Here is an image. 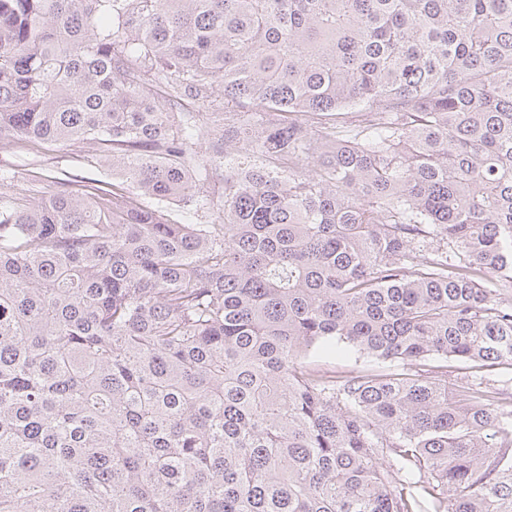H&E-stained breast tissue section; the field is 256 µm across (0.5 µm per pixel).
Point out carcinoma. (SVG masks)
I'll return each mask as SVG.
<instances>
[{
	"mask_svg": "<svg viewBox=\"0 0 512 512\" xmlns=\"http://www.w3.org/2000/svg\"><path fill=\"white\" fill-rule=\"evenodd\" d=\"M5 140L0 512H512V0H0ZM223 91V88L222 86H220L219 84L216 85L214 87V93L212 94L211 98H209V100L207 102H205V105H202L200 104L199 106L196 105V106H193V107H190L189 109L194 111V112H197L198 110L202 111V112H207L209 113L207 117H211V121L209 120L210 122V126H211V132H209L208 135L204 136V138L199 142V144L197 145V151L200 152V154L204 155V156H209L210 154H212V151L213 149H215V147H217V145H220V146H223L224 147V144H221V143H224V140L221 138L222 136V133H224V117H229V115L227 114L226 116L224 115V110H213V108H216L215 106L217 105H220V108H223L222 104L220 102H222V92ZM214 101L213 103L210 101ZM213 104L215 106H213ZM212 112H219V113H215V114H210ZM220 112H223V113H220ZM222 140V141H221ZM27 161L30 166L14 167L16 174L14 179L7 182L0 181V192L9 194H31L40 190L41 184L28 178L25 169L30 167L42 168L44 173H53L60 168L66 169L78 175L81 180L88 181L86 185L97 184L94 180L112 182V171L107 166L93 164L88 165L86 158L94 154L88 145L71 146H30L27 150ZM304 362L312 369L327 376L344 377L358 375L365 369L375 368L374 363L366 357L355 353L335 354L322 349L312 351L304 359Z\"/></svg>",
	"mask_w": 512,
	"mask_h": 512,
	"instance_id": "obj_1",
	"label": "carcinoma"
}]
</instances>
